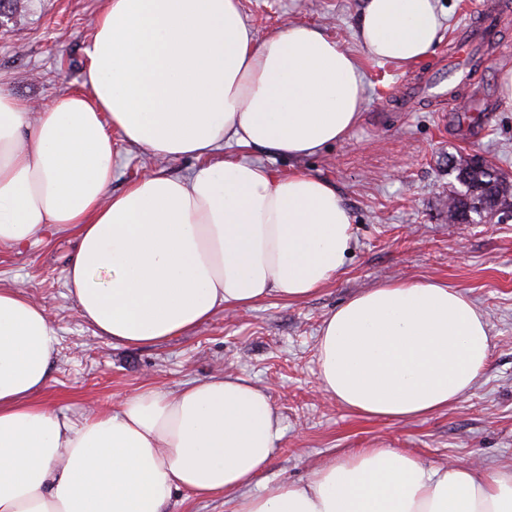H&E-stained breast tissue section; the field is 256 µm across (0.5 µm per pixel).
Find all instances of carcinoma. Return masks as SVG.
I'll list each match as a JSON object with an SVG mask.
<instances>
[{"label":"carcinoma","instance_id":"obj_1","mask_svg":"<svg viewBox=\"0 0 512 512\" xmlns=\"http://www.w3.org/2000/svg\"><path fill=\"white\" fill-rule=\"evenodd\" d=\"M448 175L458 183L456 195L448 197V211L455 217L470 216L473 224L481 223L494 207L505 205L506 195L512 192V184L488 162L475 165L459 158Z\"/></svg>","mask_w":512,"mask_h":512}]
</instances>
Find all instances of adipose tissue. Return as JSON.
<instances>
[{"mask_svg":"<svg viewBox=\"0 0 512 512\" xmlns=\"http://www.w3.org/2000/svg\"><path fill=\"white\" fill-rule=\"evenodd\" d=\"M444 28L437 0H365L355 26L368 57L396 65L432 54ZM86 55L82 91L36 115L0 83V247L50 225L73 233L66 286L97 335L154 344L220 310L306 298L343 269L351 213L297 164L361 119L362 72L343 43L309 24L257 37L239 0H104ZM114 129L154 157L208 164L112 193ZM318 342L322 391L390 420L448 408L490 353L483 313L424 281L350 298ZM57 346L45 308L0 287V512H166L179 489L236 495L235 512H512V470L434 468L397 448L248 494L283 435L262 389L224 374L76 421L41 398Z\"/></svg>","mask_w":512,"mask_h":512,"instance_id":"ef3b65f1","label":"adipose tissue"}]
</instances>
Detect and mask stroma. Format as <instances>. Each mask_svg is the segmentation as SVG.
Listing matches in <instances>:
<instances>
[{"mask_svg": "<svg viewBox=\"0 0 512 512\" xmlns=\"http://www.w3.org/2000/svg\"><path fill=\"white\" fill-rule=\"evenodd\" d=\"M365 0H240L258 36L292 22L342 40L364 75L363 118L349 137L307 157L304 167L333 183L354 219L355 242L343 271L301 301L276 297L216 312L190 333L143 347L96 335L65 287L72 236L47 230L38 243L0 248V286H21L44 305L59 354L44 394L80 419L152 386L232 373L253 382L278 413L283 436L250 493L305 482L313 469L359 448H399L428 465L512 466V219L448 221V160L480 153L512 175V101L499 74L512 67V0H439L441 42L401 69L368 58L354 35ZM103 0H19L0 17V81L32 105L77 90ZM495 13L492 37L474 39L456 76L448 57L459 27ZM484 112L456 121L469 98ZM113 192L140 177H183L196 160L161 159L112 136ZM389 280H428L461 292L485 315L491 354L473 388L447 409L409 422L371 418L327 398L317 379L324 320L366 289Z\"/></svg>", "mask_w": 512, "mask_h": 512, "instance_id": "35a3bbf8", "label": "stroma"}]
</instances>
